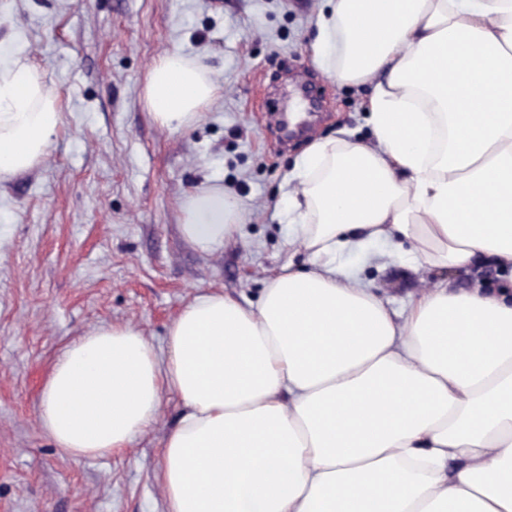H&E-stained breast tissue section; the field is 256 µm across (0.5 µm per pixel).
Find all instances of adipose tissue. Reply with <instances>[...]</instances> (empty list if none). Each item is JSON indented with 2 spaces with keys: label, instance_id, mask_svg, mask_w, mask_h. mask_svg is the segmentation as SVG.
I'll return each mask as SVG.
<instances>
[{
  "label": "adipose tissue",
  "instance_id": "ef3b65f1",
  "mask_svg": "<svg viewBox=\"0 0 512 512\" xmlns=\"http://www.w3.org/2000/svg\"><path fill=\"white\" fill-rule=\"evenodd\" d=\"M315 62L372 83L374 142L314 141L284 181L310 266H283L257 303L199 291L164 349L132 326L68 344L37 417L76 459L120 452L184 405L161 449L166 512H512V277L409 294L395 312L342 270L385 240L412 270H512V0H327ZM145 101L171 132L218 87L173 50ZM63 112L25 60L0 62V181L44 159ZM200 253L238 228L223 188L187 195Z\"/></svg>",
  "mask_w": 512,
  "mask_h": 512
}]
</instances>
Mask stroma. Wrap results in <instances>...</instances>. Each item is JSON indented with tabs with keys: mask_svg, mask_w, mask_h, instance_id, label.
<instances>
[{
	"mask_svg": "<svg viewBox=\"0 0 512 512\" xmlns=\"http://www.w3.org/2000/svg\"><path fill=\"white\" fill-rule=\"evenodd\" d=\"M323 0H0V57L19 54L60 95L64 122L44 161L0 182V512H165L160 443L180 402L164 396L152 430L117 456L73 459L37 420L65 346L106 324L163 347L198 292L257 302L292 245L282 185L315 139L344 128L369 141L372 87L340 83L311 56ZM177 49L219 91L192 127L151 119L144 84ZM223 187L238 231L212 255L182 236L179 204ZM385 242L346 252L345 270L400 309L435 271L393 262Z\"/></svg>",
	"mask_w": 512,
	"mask_h": 512,
	"instance_id": "1",
	"label": "stroma"
}]
</instances>
